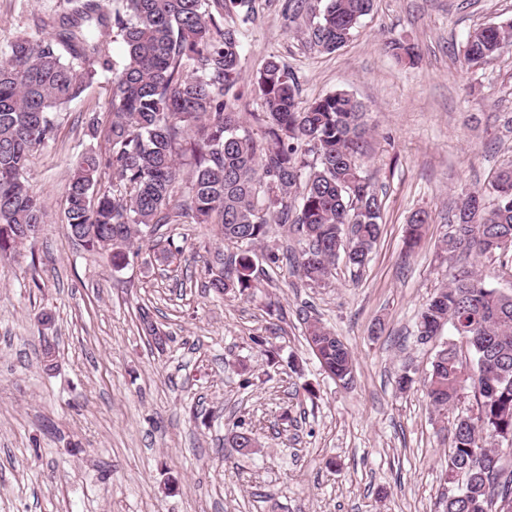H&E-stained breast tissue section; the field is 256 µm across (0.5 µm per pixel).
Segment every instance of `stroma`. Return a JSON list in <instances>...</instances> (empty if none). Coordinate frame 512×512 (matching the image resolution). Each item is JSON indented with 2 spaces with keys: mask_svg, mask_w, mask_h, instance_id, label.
Here are the masks:
<instances>
[{
  "mask_svg": "<svg viewBox=\"0 0 512 512\" xmlns=\"http://www.w3.org/2000/svg\"><path fill=\"white\" fill-rule=\"evenodd\" d=\"M286 0H257L243 41L246 75L276 56L302 99L344 90L367 110V173L383 200L368 265L337 263L312 287L293 260L257 261L250 297L204 286L226 246L210 228L164 224L121 270L66 228L65 189L79 157L106 146L110 91L94 82L33 152L31 191L46 205L34 239L0 260V512H436L454 412L438 414L424 379L434 343L417 316L448 281V210L512 162V51L476 65L474 29L512 18V0H375L332 54L302 47L304 18ZM66 0H0V51L44 37ZM415 44V65L387 52ZM99 118L98 137L86 119ZM430 215L413 252L405 228ZM179 247L172 261L155 255ZM170 341L149 345L138 312ZM307 310L353 351L349 384L328 377L304 340ZM278 351L269 361L264 346ZM55 368H44L45 344ZM414 383L399 390L396 379ZM259 446L226 443L238 417Z\"/></svg>",
  "mask_w": 512,
  "mask_h": 512,
  "instance_id": "1",
  "label": "stroma"
}]
</instances>
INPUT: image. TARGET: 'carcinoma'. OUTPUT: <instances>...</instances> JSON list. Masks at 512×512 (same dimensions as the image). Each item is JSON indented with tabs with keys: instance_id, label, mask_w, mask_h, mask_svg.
Segmentation results:
<instances>
[{
	"instance_id": "carcinoma-1",
	"label": "carcinoma",
	"mask_w": 512,
	"mask_h": 512,
	"mask_svg": "<svg viewBox=\"0 0 512 512\" xmlns=\"http://www.w3.org/2000/svg\"><path fill=\"white\" fill-rule=\"evenodd\" d=\"M374 0H289L292 15L305 11L306 47L332 54L345 46ZM257 14L256 0H76L74 11L39 41L18 38L0 53V257L24 244L43 223V201L30 192L26 171L33 150L55 135V114L98 78L112 75V123L103 151L81 156L66 188V219L73 238L108 255L122 269L139 255L134 241L158 224L184 217L218 224L238 252L217 254L206 266L208 288L244 295L258 287L253 247L263 246L274 224H290L304 244L298 272L309 285L326 283L336 260L365 267L381 232L382 200L364 168L369 133L361 102L335 91L300 102L299 82L271 56L252 79L261 134L239 116L243 77L241 22ZM95 27L112 28L124 44L117 63ZM400 62L415 47L389 43ZM512 48V21L473 31L463 60L477 64ZM97 63L95 69L91 63ZM190 153L191 178L179 194V156ZM111 178L112 187L102 184ZM489 197H484V194ZM461 196L448 212L445 250L499 264L512 274V163L488 192ZM425 213L407 227L406 246L420 240ZM305 340L321 367L341 381L353 373L350 347L319 322L300 316ZM144 335L158 348L168 337L149 312L139 311ZM467 339L474 361L468 372L457 349L440 346L424 387L431 406L451 410L468 389L477 412L457 415L441 473L443 487L464 485L462 497H441L443 512H504L512 502V290L486 281L477 265L448 269V284L422 307L417 341L440 334ZM228 444L246 455L257 447L253 428L239 419Z\"/></svg>"
}]
</instances>
